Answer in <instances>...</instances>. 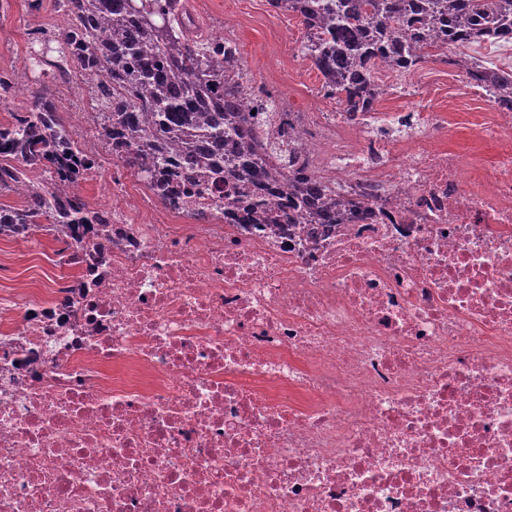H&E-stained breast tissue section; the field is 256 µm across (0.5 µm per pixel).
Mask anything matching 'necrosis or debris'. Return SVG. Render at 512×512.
Instances as JSON below:
<instances>
[{
	"label": "necrosis or debris",
	"instance_id": "necrosis-or-debris-1",
	"mask_svg": "<svg viewBox=\"0 0 512 512\" xmlns=\"http://www.w3.org/2000/svg\"><path fill=\"white\" fill-rule=\"evenodd\" d=\"M295 121L368 217L245 227L112 178L0 297V512H512V113Z\"/></svg>",
	"mask_w": 512,
	"mask_h": 512
}]
</instances>
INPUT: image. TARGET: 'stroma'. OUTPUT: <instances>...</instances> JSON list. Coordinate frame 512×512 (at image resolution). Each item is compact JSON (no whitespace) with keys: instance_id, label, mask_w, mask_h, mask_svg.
Segmentation results:
<instances>
[{"instance_id":"1","label":"stroma","mask_w":512,"mask_h":512,"mask_svg":"<svg viewBox=\"0 0 512 512\" xmlns=\"http://www.w3.org/2000/svg\"><path fill=\"white\" fill-rule=\"evenodd\" d=\"M183 3L203 36H218L223 30H231L254 83L287 100L294 111H340L336 100L324 97L319 72L301 52L305 29L296 16L273 10L268 0H183ZM65 23L56 0H0V72L13 74L19 87L8 105H0V124L10 122L11 111L28 107L33 93L48 89L58 100L62 120L75 126L82 139H92L94 127L82 116L87 109V94L70 91L49 74L35 78L29 75L31 29L53 31ZM397 83L398 92L381 99V110H406L413 104L412 91L427 85L438 90L434 107L450 112L459 123H467L470 115L483 109L477 100L449 103L448 66L444 63L424 64ZM55 249L56 242L48 235L41 236L39 244L34 246L20 239H0V291L45 287L47 258Z\"/></svg>"}]
</instances>
